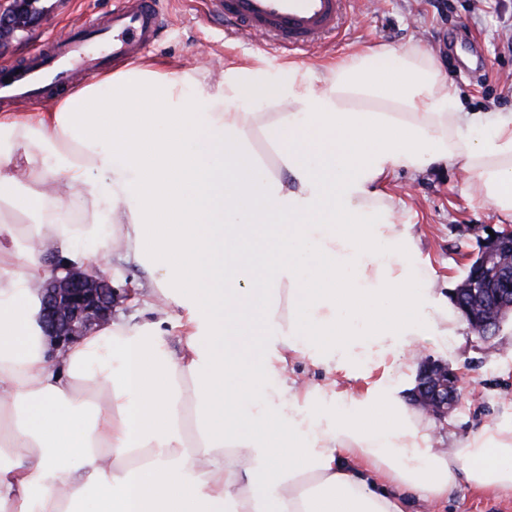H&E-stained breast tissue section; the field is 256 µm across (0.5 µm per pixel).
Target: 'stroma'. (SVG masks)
Returning <instances> with one entry per match:
<instances>
[{
    "mask_svg": "<svg viewBox=\"0 0 512 512\" xmlns=\"http://www.w3.org/2000/svg\"><path fill=\"white\" fill-rule=\"evenodd\" d=\"M115 0H37L36 23L17 34L0 53V76L27 60L52 37L110 11ZM512 0H353L338 36L326 38L312 54L282 53L268 38L243 32L226 34L224 20L204 17L198 0H166L164 24L157 39L141 54L167 66L195 69L200 55L220 60L240 57L275 69L283 60L319 68L330 57L381 42L402 48L422 42L441 60L449 87L468 112H512ZM392 190L402 198L423 257L437 274L442 293L453 292L478 255L482 237L472 230L512 229V216L501 214L472 198L458 167L425 172L397 170ZM425 357L448 365L459 377L460 399L448 416L438 419L442 440L465 437L479 428L512 422V319L499 334L484 342L466 332L464 345L448 353L438 341L424 342ZM391 354L375 348L360 354L357 364L368 378H345L327 372L308 359L294 362L289 374L297 383L335 388L338 394H359L380 385L396 387L412 402L419 363L396 373ZM415 512H512V494L495 493L459 483L445 504H417Z\"/></svg>",
    "mask_w": 512,
    "mask_h": 512,
    "instance_id": "stroma-1",
    "label": "stroma"
}]
</instances>
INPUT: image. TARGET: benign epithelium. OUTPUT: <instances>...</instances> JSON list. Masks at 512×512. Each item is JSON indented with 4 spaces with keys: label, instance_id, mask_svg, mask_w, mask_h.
I'll return each instance as SVG.
<instances>
[{
    "label": "benign epithelium",
    "instance_id": "7a95c632",
    "mask_svg": "<svg viewBox=\"0 0 512 512\" xmlns=\"http://www.w3.org/2000/svg\"><path fill=\"white\" fill-rule=\"evenodd\" d=\"M37 20L31 0H12L7 9H0V47L9 44L16 32L30 27ZM512 252V232L507 230L484 239L481 255L475 266L491 269L488 278L472 283L484 292L495 286L509 272L496 264L502 252ZM43 320L45 332L64 347L91 329L112 319V311L125 295L113 288L108 274L99 269L81 273L52 266V276L43 285ZM422 385L419 404L428 412L444 416L456 404L458 383L448 376L447 367L431 361L421 362Z\"/></svg>",
    "mask_w": 512,
    "mask_h": 512
}]
</instances>
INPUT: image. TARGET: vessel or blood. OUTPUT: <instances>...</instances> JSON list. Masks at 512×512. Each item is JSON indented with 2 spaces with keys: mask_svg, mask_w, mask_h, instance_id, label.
<instances>
[{
  "mask_svg": "<svg viewBox=\"0 0 512 512\" xmlns=\"http://www.w3.org/2000/svg\"><path fill=\"white\" fill-rule=\"evenodd\" d=\"M163 0H122L109 19L78 27L37 51L29 65L0 82V95L38 97L79 74L102 70L107 59L131 60L159 30ZM352 0H213L212 9L235 30L269 37L277 47L310 52L339 33Z\"/></svg>",
  "mask_w": 512,
  "mask_h": 512,
  "instance_id": "vessel-or-blood-1",
  "label": "vessel or blood"
}]
</instances>
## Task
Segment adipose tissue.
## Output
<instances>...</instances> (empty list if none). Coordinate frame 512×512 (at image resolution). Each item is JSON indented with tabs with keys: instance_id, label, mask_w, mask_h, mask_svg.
<instances>
[{
	"instance_id": "obj_1",
	"label": "adipose tissue",
	"mask_w": 512,
	"mask_h": 512,
	"mask_svg": "<svg viewBox=\"0 0 512 512\" xmlns=\"http://www.w3.org/2000/svg\"><path fill=\"white\" fill-rule=\"evenodd\" d=\"M442 163L512 216V113L465 111L419 43L319 71L229 59L214 82L144 58L0 111V512H409L460 480L512 492V424L439 448L389 389L337 402L288 379L292 356L351 363L396 340L401 370L425 337L460 348L463 316L385 190ZM49 255L141 269L131 302L153 321L120 314L50 351ZM173 306L177 358L155 320ZM106 342L116 367L90 372ZM87 80L88 79H83V80L79 81L80 83L78 82L79 84L77 86L85 83ZM77 86H75V87L73 86V87L76 88ZM73 87L70 89H67V90H63V91L47 89L43 93V96L41 98H39L37 103H34L32 101H25V100H0V108L20 109V108H24V107H28V106L48 107L54 102V99L56 97H60V96H64V95L68 94L69 92H71L74 89Z\"/></svg>"
}]
</instances>
